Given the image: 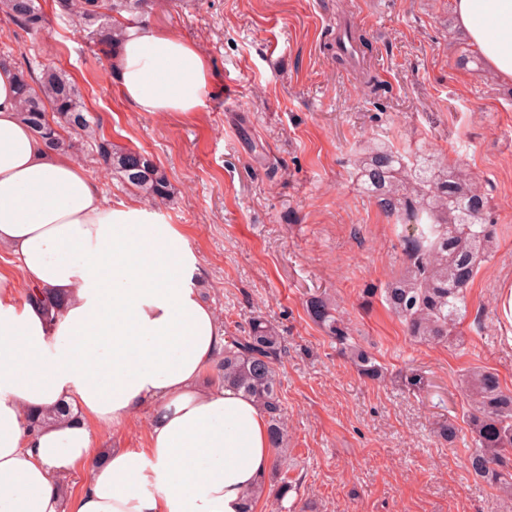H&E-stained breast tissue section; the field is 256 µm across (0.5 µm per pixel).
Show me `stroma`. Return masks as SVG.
Here are the masks:
<instances>
[{"label":"stroma","instance_id":"stroma-1","mask_svg":"<svg viewBox=\"0 0 512 512\" xmlns=\"http://www.w3.org/2000/svg\"><path fill=\"white\" fill-rule=\"evenodd\" d=\"M144 20L207 58L201 112L136 111L109 78V59L56 19L36 36L0 19V56L35 75L48 62L66 70L105 136L165 171L174 197L155 211L186 231L225 335L259 315L284 336L295 512H512V499L468 470L467 426L451 443L436 434L461 415L469 369H490L512 389V85L483 62L459 65L469 45L449 0H158ZM345 20L368 41L356 66L337 59ZM378 139L432 148L491 199L496 253L449 342L411 340L376 293L402 263L393 221L353 166ZM78 161L112 204H144L91 150ZM320 295L384 378L361 377L312 320L307 305ZM412 371L423 389L402 385ZM148 420L143 411L96 433L97 447H144Z\"/></svg>","mask_w":512,"mask_h":512}]
</instances>
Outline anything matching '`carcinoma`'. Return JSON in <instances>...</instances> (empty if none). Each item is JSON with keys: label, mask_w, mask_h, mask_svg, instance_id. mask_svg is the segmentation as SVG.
Listing matches in <instances>:
<instances>
[{"label": "carcinoma", "mask_w": 512, "mask_h": 512, "mask_svg": "<svg viewBox=\"0 0 512 512\" xmlns=\"http://www.w3.org/2000/svg\"><path fill=\"white\" fill-rule=\"evenodd\" d=\"M57 17L88 33L98 53L114 55L124 27L148 12L155 0H54ZM0 15L30 35L47 23L37 0H0ZM19 109L32 132L49 147L78 151V135L91 148L95 162L152 201H169L172 187L165 172L146 154L116 147L100 133V120L85 111L78 87L61 68L41 67L37 77L17 70ZM355 166L363 191L388 218L412 232L402 236L404 263L399 275L381 289L382 301L421 343H446L468 311L467 292L480 263L495 248V223L488 196L469 171L429 153L411 158L385 143L357 155ZM313 320L331 337L339 352L370 380L383 367L354 341L348 325L325 297L310 301ZM284 350L272 323L254 317L243 336L228 337L218 370L224 383L251 397L268 417L272 445L281 457L287 427L280 399L277 366ZM465 416L475 450L467 457L471 472L512 495V391L497 373L471 369L464 379ZM296 485L288 476L269 489L280 512Z\"/></svg>", "instance_id": "obj_1"}]
</instances>
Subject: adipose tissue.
I'll return each instance as SVG.
<instances>
[{
  "label": "adipose tissue",
  "instance_id": "adipose-tissue-1",
  "mask_svg": "<svg viewBox=\"0 0 512 512\" xmlns=\"http://www.w3.org/2000/svg\"><path fill=\"white\" fill-rule=\"evenodd\" d=\"M458 26L512 84V0H451ZM111 70L141 112H199L211 70L198 47L148 24L125 28ZM0 61V512H244L273 466L266 415L204 378L224 348L180 225L111 205L71 156L22 119ZM60 299L53 312L20 290ZM57 411L34 424L35 416ZM149 411L141 448L95 432ZM86 479L66 491L75 468Z\"/></svg>",
  "mask_w": 512,
  "mask_h": 512
}]
</instances>
